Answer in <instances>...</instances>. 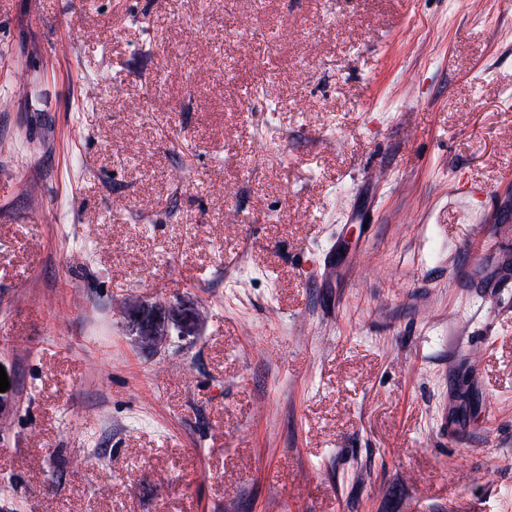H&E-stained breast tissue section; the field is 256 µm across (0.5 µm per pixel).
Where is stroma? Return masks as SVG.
Wrapping results in <instances>:
<instances>
[{"label": "stroma", "mask_w": 512, "mask_h": 512, "mask_svg": "<svg viewBox=\"0 0 512 512\" xmlns=\"http://www.w3.org/2000/svg\"><path fill=\"white\" fill-rule=\"evenodd\" d=\"M0 512H512V0H0Z\"/></svg>", "instance_id": "obj_1"}]
</instances>
